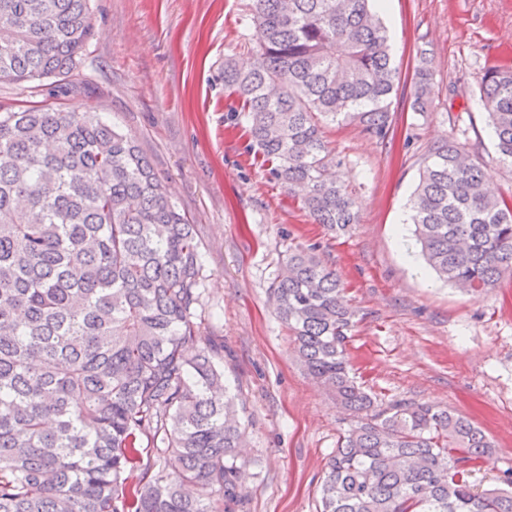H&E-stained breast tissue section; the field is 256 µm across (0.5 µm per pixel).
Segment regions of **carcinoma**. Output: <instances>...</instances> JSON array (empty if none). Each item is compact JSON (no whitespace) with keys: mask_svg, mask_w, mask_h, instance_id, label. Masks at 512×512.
I'll list each match as a JSON object with an SVG mask.
<instances>
[{"mask_svg":"<svg viewBox=\"0 0 512 512\" xmlns=\"http://www.w3.org/2000/svg\"><path fill=\"white\" fill-rule=\"evenodd\" d=\"M250 21L256 62L224 60V88L271 176L345 230L357 202L322 123L389 137L399 72L374 0H253ZM91 31L89 0H0V81L67 77ZM431 95L422 50L412 110ZM480 100L512 167L511 67L483 72ZM490 173L446 139L410 198L426 264L471 293L512 275V199L487 191ZM202 269L193 225L130 137L90 112H0V512H246L224 344L194 321ZM270 292L307 374L352 417L320 512H512V488L470 482L491 455L481 429L429 403L383 406L357 382L354 314L315 248L288 247Z\"/></svg>","mask_w":512,"mask_h":512,"instance_id":"obj_1","label":"carcinoma"}]
</instances>
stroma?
Returning a JSON list of instances; mask_svg holds the SVG:
<instances>
[{"instance_id": "obj_1", "label": "stroma", "mask_w": 512, "mask_h": 512, "mask_svg": "<svg viewBox=\"0 0 512 512\" xmlns=\"http://www.w3.org/2000/svg\"><path fill=\"white\" fill-rule=\"evenodd\" d=\"M252 0H90L92 34L72 79L0 82V112L53 104L94 112L132 137L196 229L204 288L201 336L224 339V375L247 419L248 512H316L330 453L348 412L308 377L269 288L288 247L312 246L343 280L355 313L349 343L360 381L380 403L427 402L467 417L493 442L472 481L512 472V278L473 296L438 281L414 245L410 195L429 148L457 139L491 161L480 107L484 69L512 67V0H387L382 18L401 81L380 142L349 122L324 138L358 201L337 233L271 179L248 147L246 121L224 88V61L247 69L256 38ZM429 50L434 94L410 108L417 54Z\"/></svg>"}]
</instances>
